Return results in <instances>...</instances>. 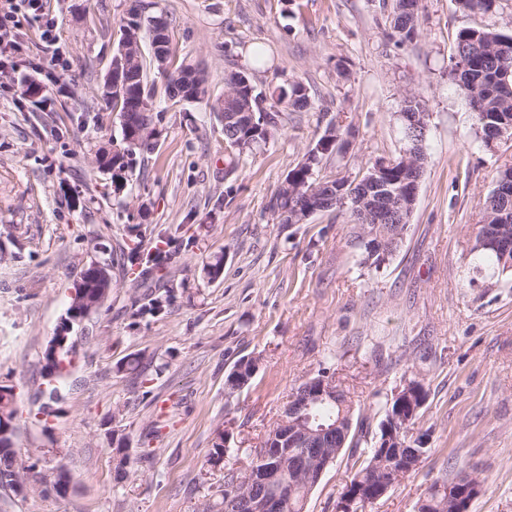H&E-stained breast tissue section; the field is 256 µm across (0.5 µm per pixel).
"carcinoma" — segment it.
I'll return each instance as SVG.
<instances>
[{
	"instance_id": "obj_1",
	"label": "carcinoma",
	"mask_w": 512,
	"mask_h": 512,
	"mask_svg": "<svg viewBox=\"0 0 512 512\" xmlns=\"http://www.w3.org/2000/svg\"><path fill=\"white\" fill-rule=\"evenodd\" d=\"M498 0H456L457 6L464 12L482 11L492 13L497 8ZM157 16H144L142 10L135 6L130 9L127 21L121 29L135 32L137 39H143V33L154 35ZM419 13L414 4L407 0H393L390 21L389 39L394 46L401 47L412 43L419 35ZM156 69L162 70L168 77L170 97L181 101H197L206 94V79L198 73L197 82L183 85L182 74L187 69L185 63H176L175 52H170L165 65L153 61ZM449 76L455 83L465 82L477 88L475 98L469 104L476 114L477 128L486 133V128L496 127L512 137V34H505L488 28H463L459 31L454 56L451 59ZM130 97H110L101 95L105 105L118 112L119 117L134 111L136 103L143 101L153 106V90L148 87L146 61L140 51L132 53V64L127 72ZM261 93L251 81L245 69L229 71L224 74V141L229 152L225 157L224 175L235 173L245 162L255 147L268 143L277 133L278 108L281 105L295 109H304L310 105V95L305 84L293 80L288 88L280 90L272 100L269 109L263 110L260 102ZM401 111L409 112L417 117L414 123L401 121L404 146L399 155L391 159V164L382 169L378 180L392 189L403 184L420 185L426 155L423 150L428 113L422 96L408 93L402 101ZM161 120V112L151 115L150 125L145 127L137 141L127 142V132H122V146L111 154L105 149L96 152L95 159L99 166L112 173V180H122L132 172L134 156L142 151L154 148L153 139L156 125ZM351 126L342 121L331 122L323 134L308 146L303 159L288 171L271 204L280 224H298L314 210L318 213L344 211L354 224L355 239L360 248L358 265L366 269H379L388 263L396 254L403 242L410 218L417 203L418 195L406 193L389 207H381L387 245L379 250L371 247L373 239L367 236V227L362 212L371 208L367 199L364 180H352L343 175L319 176V166L324 158L345 152L349 147L346 135L350 134ZM492 194H487L483 203L481 223L474 225L471 237V253L477 255L478 264L472 271L479 272L483 267L497 269V276L512 275V251L508 257L483 243L485 232L502 230L503 235L512 237V221L503 223L502 210H508L512 216V199H498L489 202ZM173 299V289L162 293L154 292L145 306V311L152 315L164 313ZM254 358H242L238 361L240 372L229 374L228 394L249 385L254 372ZM47 385L49 395H58L56 386L62 377L63 359H47ZM331 381L326 368L318 369L317 374L300 384L291 394L294 403L308 401L310 414L318 423L327 426L338 424L331 434L317 436L308 448H287V442L281 440L282 432L275 427L269 432L265 442L271 447L288 451L290 464H282V456L273 453L263 463L270 469L274 479L264 487V493L274 497L280 496L284 507L280 512H304L312 485L308 483V475L323 460L330 457L337 460L344 449H351V455L364 456L354 472L345 483L340 498L351 496L353 512H365V502L375 492L380 476L377 464V449L382 447L386 436L385 424L391 412L395 411L396 400H391L385 410L384 419L380 422V435L373 446L356 452L359 441L357 433L363 431L367 416L356 412L352 401L347 397L314 401L306 399L307 391L315 389L322 382ZM16 395L0 394V427L11 426L10 434L0 436V491L18 492V485L30 481L34 484L42 482L38 463L33 462L27 467L17 464V451L14 448L17 419ZM420 415H415L403 428L401 433L404 449L401 455L418 447L422 437L414 436ZM255 457L250 448H231L224 443V437H218L209 451L208 462L224 461V486L218 490L219 501L209 503L204 512H249L244 506L246 498L257 494L254 486L246 483L247 469L236 467L240 456ZM455 479L438 478L428 488L425 500L429 503V512H455L452 497Z\"/></svg>"
}]
</instances>
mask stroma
Returning a JSON list of instances; mask_svg holds the SVG:
<instances>
[{
    "mask_svg": "<svg viewBox=\"0 0 512 512\" xmlns=\"http://www.w3.org/2000/svg\"><path fill=\"white\" fill-rule=\"evenodd\" d=\"M138 1L167 17L173 50L204 70L208 96L170 100L149 70L163 112L156 147L118 186L95 164L100 146L121 142L100 87ZM16 3L20 51L0 67V385L18 397L20 456L38 458L46 482L65 473L68 488L0 493V512H201L224 483L223 467L208 461L218 431L229 430L230 447H261L323 364L372 436L403 379L427 392L419 430L428 457L368 512H416L433 480L469 467L483 481L469 512H512V290L466 279L472 228L497 167L512 164V141L485 148L448 77L458 31L511 34L512 0L493 14L420 0V36L400 48L387 41L382 0H47L40 14ZM49 19L62 68L42 41ZM257 48L258 89L297 79L312 105L281 109L276 138L228 176L209 101ZM29 79L46 88L45 102L22 95ZM409 91L429 114L418 201L396 255L364 275L346 214L281 224L270 202L335 117L352 125L351 144L323 160L321 175L358 179L375 159L397 156ZM161 235L172 243L149 282L173 288L167 312L142 313L147 288L113 270L104 307L71 332L61 398L50 402L45 352L85 265L135 242L153 252ZM218 257L213 277L207 265ZM250 356L259 360L251 385L228 394V374ZM121 440L123 479L112 460ZM351 464L344 455L325 470L306 512H334Z\"/></svg>",
    "mask_w": 512,
    "mask_h": 512,
    "instance_id": "obj_1",
    "label": "stroma"
}]
</instances>
